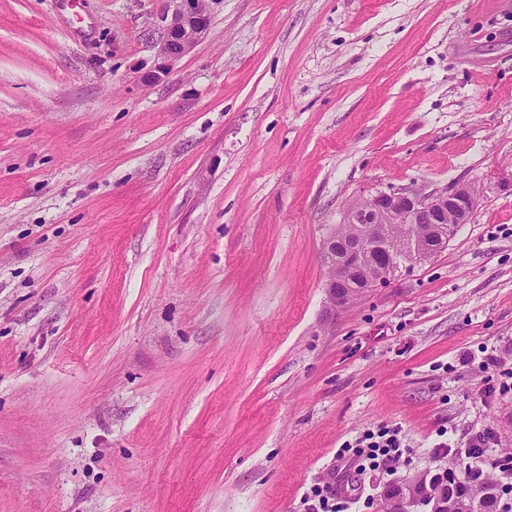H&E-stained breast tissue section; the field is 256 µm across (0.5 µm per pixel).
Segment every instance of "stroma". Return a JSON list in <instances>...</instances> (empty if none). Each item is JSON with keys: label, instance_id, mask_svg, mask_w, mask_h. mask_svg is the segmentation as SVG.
<instances>
[{"label": "stroma", "instance_id": "1", "mask_svg": "<svg viewBox=\"0 0 512 512\" xmlns=\"http://www.w3.org/2000/svg\"><path fill=\"white\" fill-rule=\"evenodd\" d=\"M165 7L0 0V512H382L441 429L512 453V0H207L171 63ZM462 183L328 311L353 199ZM382 425L405 461L337 460ZM353 502L336 491L331 483L312 485L303 497L306 512H345Z\"/></svg>", "mask_w": 512, "mask_h": 512}]
</instances>
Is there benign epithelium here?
Instances as JSON below:
<instances>
[{"instance_id": "7a95c632", "label": "benign epithelium", "mask_w": 512, "mask_h": 512, "mask_svg": "<svg viewBox=\"0 0 512 512\" xmlns=\"http://www.w3.org/2000/svg\"><path fill=\"white\" fill-rule=\"evenodd\" d=\"M168 2L173 4V9L158 33L156 44L163 58L174 61L184 56L206 33L209 13L206 0ZM477 200V190L469 184L431 193L410 189L380 190L361 196L354 207L345 210V220L354 224L359 214L364 224H379L386 218H393L414 225L419 237L445 246L448 226L466 223ZM366 241L363 236L344 235L334 228L325 237L323 252L334 253L338 247L343 251L342 259L331 262L327 268L324 288L329 309L346 305L361 294V290L354 287L356 281L366 278L375 288L396 274L391 258L380 252L373 253L366 247ZM385 498V512H420L423 507L430 512H448L450 506L448 495L440 488L415 478L388 486Z\"/></svg>"}]
</instances>
